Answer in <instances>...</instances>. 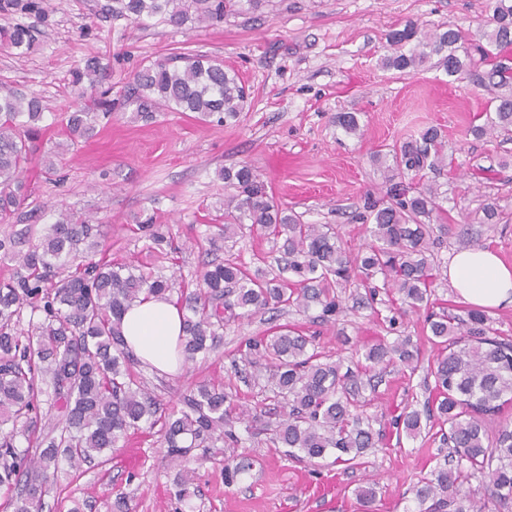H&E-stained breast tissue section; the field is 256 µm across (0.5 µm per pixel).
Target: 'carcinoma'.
Returning <instances> with one entry per match:
<instances>
[{
    "label": "carcinoma",
    "mask_w": 512,
    "mask_h": 512,
    "mask_svg": "<svg viewBox=\"0 0 512 512\" xmlns=\"http://www.w3.org/2000/svg\"><path fill=\"white\" fill-rule=\"evenodd\" d=\"M241 8V0H108L102 10L112 18L144 24L184 26L210 24ZM486 43L454 24L432 33L408 22L388 35L392 53L383 65L397 71L416 70L437 57L435 65L449 76L475 85L509 89L497 97L486 122L471 128L487 132L512 130V68L497 61L481 64L512 47V0H489ZM34 15L46 23L49 0H0V16ZM35 45L34 30L21 23L0 26V50L25 56ZM109 65L86 59L73 72L74 86L90 92L65 116L66 141L39 155L45 107L35 93L9 91L0 96V223L36 221V210H24L28 199L25 172L35 162L44 174L56 170L80 139L112 122V113L129 107L146 119L155 112H194L205 120L229 123L246 103L237 72L224 61L202 55L178 54L142 65L121 99L107 85ZM445 144L439 129L428 127L373 154L383 167V204L368 203L356 219L365 225V243L355 254L345 248L340 231L330 224H306L268 194L260 176L247 164L218 171L224 186L235 193L224 202V223L215 225L210 243L234 239L258 227L273 236L277 253L263 258L278 274L268 279L232 261L208 264L196 289L177 285L175 276L145 270L85 252L97 245L100 226L78 220L74 212L56 207L48 225L26 251L17 249L25 233L0 237V256L17 263L20 272L0 281V496L12 512H42L44 497L59 473H75L96 457L118 447L129 431L158 428L171 463L179 468L174 495L193 508V471L188 460L203 463L212 440L236 448L243 438L235 425L250 433L257 410L235 403L232 393L211 381L181 397L177 413H160L148 387L130 372L133 356L124 347L121 321L134 303L152 297L177 296L184 318L185 338L179 345L184 360L215 350L224 323L253 313L295 305L308 312L320 308L330 322L342 312L333 287L357 284L374 304L380 293L396 294L410 309L425 313V338L438 355L428 368L432 395L422 410L403 409L393 420L397 432L415 439L422 422L444 429L441 439L454 453L443 458L420 480L415 492L418 512H485L462 491L463 483L480 477L495 507L512 506V420L504 411L512 405V340L501 338L485 311L470 308L465 315L434 311L432 283L434 234L448 232L434 223L446 197L439 188L404 184L408 172L419 175L445 166ZM155 259H170L176 250L151 220L138 225ZM29 318H24V313ZM248 363L265 361L267 380L288 405L271 428V441L288 455L313 462L335 454V462L353 465L384 438L374 419L363 411L370 372L398 359L415 373L420 349L408 339L378 342L366 348L364 362L343 367L341 359L323 356L314 339L286 326L248 340ZM51 391L45 415H40L38 386ZM502 417L495 433L488 422ZM253 460L239 454L224 466L230 485L250 473Z\"/></svg>",
    "instance_id": "carcinoma-1"
}]
</instances>
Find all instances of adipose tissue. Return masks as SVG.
<instances>
[{"label": "adipose tissue", "mask_w": 512, "mask_h": 512, "mask_svg": "<svg viewBox=\"0 0 512 512\" xmlns=\"http://www.w3.org/2000/svg\"><path fill=\"white\" fill-rule=\"evenodd\" d=\"M448 281L468 305L492 310L512 306V266L488 249L462 250L448 265ZM128 350L144 367L173 374L183 358L177 351L183 314L170 299L155 297L131 306L122 319Z\"/></svg>", "instance_id": "adipose-tissue-1"}]
</instances>
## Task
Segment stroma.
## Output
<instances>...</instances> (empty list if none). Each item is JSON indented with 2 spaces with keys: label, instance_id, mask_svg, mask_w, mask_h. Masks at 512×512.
I'll list each match as a JSON object with an SVG mask.
<instances>
[{
  "label": "stroma",
  "instance_id": "35a3bbf8",
  "mask_svg": "<svg viewBox=\"0 0 512 512\" xmlns=\"http://www.w3.org/2000/svg\"><path fill=\"white\" fill-rule=\"evenodd\" d=\"M105 2L51 0L52 16L39 25L35 50L21 58L0 52V92H34L43 99L49 124L43 147L64 140L53 118L77 106L72 73L92 56L110 64L116 95L141 64L183 53L222 59L248 93L243 112L228 124L202 122L193 112H158L149 120L132 111L114 113L111 124L82 141L53 175L28 172L30 202L62 205L100 225L99 250L107 258L149 262L146 242L134 232L149 217L177 248L164 274L180 270L185 285L195 287L207 259L206 228L224 221L228 191L217 173L238 163L251 165L268 192L305 223L340 226L349 248L357 249L365 233L356 215L367 199L384 194L372 152L434 126L445 137L448 157L441 171L422 178L440 184L447 196L439 221L448 232L432 247L435 311L459 315L466 308L448 284V263L460 249V224L485 204L497 206L500 220L481 240L512 265V134L477 138L469 132L483 124L497 88L473 86L435 67L400 72L382 64L391 52L390 31L410 21L427 31L452 23L480 38L488 0H259L223 22L181 28L101 18ZM344 112L357 115L360 134L337 126ZM272 247V237L257 230L226 242L220 256L255 269ZM340 296L343 310L335 323H317L313 312L292 305L264 310L227 323L223 348L198 355L175 375L140 365L133 371L167 409L179 408L182 394L212 379L234 387L242 404L275 417L286 407L242 361L247 338L297 325L315 334L323 354L351 361L365 346L407 337L420 344L422 367L410 376L400 363L388 365L365 407L388 427L404 406L422 407L428 395L424 364L437 352L424 341L422 314H398L392 331L386 322L390 297L369 308L363 289L346 288ZM441 448L431 435H391L359 465L328 458L310 464L274 447L259 426L242 447L253 469L237 483L224 482L233 449L220 440L209 448L208 461L196 470L199 495L191 512H363L354 490L372 480L381 491L378 512H414L413 489ZM174 475L158 434L141 429L113 449L109 462L63 481L46 496L43 512H68L75 499L87 501L86 512H107L121 496L128 512H190L173 495Z\"/></svg>",
  "mask_w": 512,
  "mask_h": 512
}]
</instances>
